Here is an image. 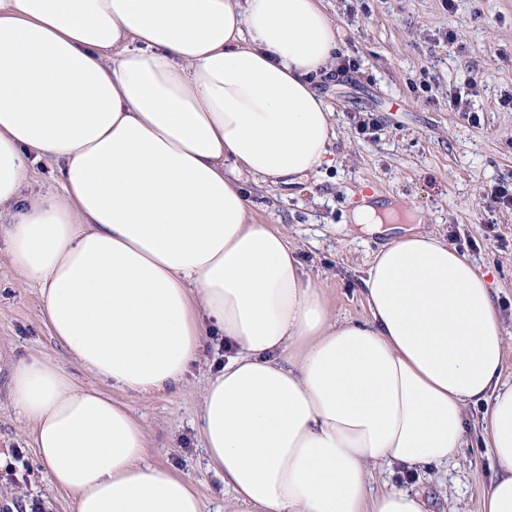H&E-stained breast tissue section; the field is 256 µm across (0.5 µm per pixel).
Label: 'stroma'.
Returning a JSON list of instances; mask_svg holds the SVG:
<instances>
[{
    "label": "stroma",
    "mask_w": 512,
    "mask_h": 512,
    "mask_svg": "<svg viewBox=\"0 0 512 512\" xmlns=\"http://www.w3.org/2000/svg\"><path fill=\"white\" fill-rule=\"evenodd\" d=\"M322 4L340 29L337 56L358 63L316 81L335 123L333 162L294 185L246 179L256 223L284 228L336 315L363 320L360 279L381 240L353 230L351 211L366 195L419 210L427 229L465 249L493 283L509 350L503 378L512 381V208L489 202L499 180L512 181V0ZM452 90L466 108L449 104ZM367 115L378 122L370 135L359 130ZM32 357L53 359L77 384L87 382L44 327L38 290L19 279L0 236V455L15 467L11 477L0 467V512H26L36 498L47 512H74L71 497L44 479L28 426L8 400L12 364ZM223 359V346L210 345L176 390L149 398L112 392L141 421L151 459L191 482L205 512L230 503L207 465L198 422L201 387ZM493 473L490 449L476 443L458 465L420 469L415 487L431 512H480L479 492Z\"/></svg>",
    "instance_id": "1"
}]
</instances>
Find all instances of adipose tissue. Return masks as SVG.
<instances>
[{
	"mask_svg": "<svg viewBox=\"0 0 512 512\" xmlns=\"http://www.w3.org/2000/svg\"><path fill=\"white\" fill-rule=\"evenodd\" d=\"M337 37L321 0H0V234L89 379L21 359L10 401L74 512H203L109 390L176 389L217 336L200 432L232 512H429L413 487L372 490V469L445 467L476 436L497 466L482 512H512L486 274L421 213L364 203L352 223L389 241L362 279L368 319L340 320L287 233L253 218L246 178L329 161L310 78ZM35 161L60 195L25 193Z\"/></svg>",
	"mask_w": 512,
	"mask_h": 512,
	"instance_id": "1",
	"label": "adipose tissue"
}]
</instances>
